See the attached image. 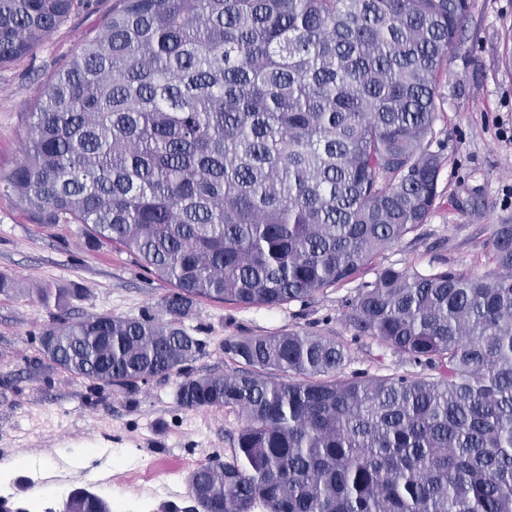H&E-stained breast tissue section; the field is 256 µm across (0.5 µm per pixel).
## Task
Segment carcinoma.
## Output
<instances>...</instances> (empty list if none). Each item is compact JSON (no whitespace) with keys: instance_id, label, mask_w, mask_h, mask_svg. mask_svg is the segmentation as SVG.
<instances>
[{"instance_id":"carcinoma-1","label":"carcinoma","mask_w":512,"mask_h":512,"mask_svg":"<svg viewBox=\"0 0 512 512\" xmlns=\"http://www.w3.org/2000/svg\"><path fill=\"white\" fill-rule=\"evenodd\" d=\"M91 0H0V67ZM471 0H112L38 89L0 181L31 224H80L169 282V320L62 316L40 353L94 389L183 376L227 408L231 455L198 465V512H512V224L493 270L391 266L347 313L423 367L346 375L334 336H238L231 373L193 375L200 299L278 308L357 277L425 223L438 78ZM64 512H112L86 490Z\"/></svg>"}]
</instances>
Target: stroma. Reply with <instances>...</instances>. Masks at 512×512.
Wrapping results in <instances>:
<instances>
[{
  "label": "stroma",
  "instance_id": "obj_1",
  "mask_svg": "<svg viewBox=\"0 0 512 512\" xmlns=\"http://www.w3.org/2000/svg\"><path fill=\"white\" fill-rule=\"evenodd\" d=\"M112 0H94L33 54L0 69V172L21 156L26 114L39 84L95 35ZM512 0H473L461 46L436 91L432 151L445 163L440 197L427 222L377 257L378 266L427 274L452 267L485 274V247L495 225L512 224ZM0 274L16 290L0 294V500L19 506L46 498L54 512L59 481L110 501L113 512H196L187 486L191 469L228 457L240 425L229 409L183 408L178 376L155 378L133 393L91 389L68 372L39 363V336L59 313L104 312L168 318L170 284L126 252L91 248L78 224H30L0 191ZM374 271L324 290L311 302L278 308L198 301L185 329L199 340L194 374L229 373L236 364L225 340L303 328L336 337L350 349L346 372L419 373L381 341L355 336L348 306ZM64 290V308L40 303L44 286Z\"/></svg>",
  "mask_w": 512,
  "mask_h": 512
}]
</instances>
